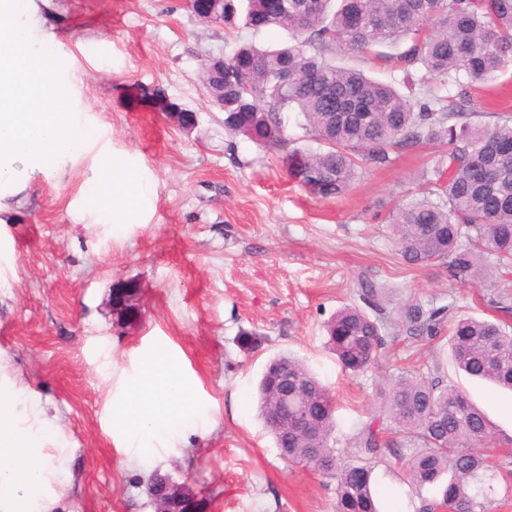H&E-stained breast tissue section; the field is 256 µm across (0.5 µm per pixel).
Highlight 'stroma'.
I'll return each mask as SVG.
<instances>
[{
	"label": "stroma",
	"mask_w": 512,
	"mask_h": 512,
	"mask_svg": "<svg viewBox=\"0 0 512 512\" xmlns=\"http://www.w3.org/2000/svg\"><path fill=\"white\" fill-rule=\"evenodd\" d=\"M42 15L43 35L73 55L64 84L78 112L104 131L124 171L154 186L137 223H101L80 205L87 154L33 177L0 224V386L34 402L62 435L44 445L54 512H154L147 487L157 472L202 491L205 512H334L335 480L281 458L258 414V380L279 355L304 361L334 395L342 461L359 458L352 441L374 413L376 386L436 367L490 419L489 465L512 460V392L459 371L447 334L389 332L378 363L359 375L326 346V322L356 302L364 277L386 286L393 312L430 301L512 322L488 289L408 265L394 242L391 214L420 198L441 148L397 151L345 195L320 199L284 161L287 149L313 144L303 117L289 113L287 149L257 145L225 130L200 79L208 54L229 57L245 42L276 48L290 31L209 26L185 0H48ZM474 99L481 121L512 113V65ZM163 100L194 112L195 127L167 118ZM120 278L141 286L142 315L127 326L108 303ZM245 330L259 348H240ZM158 354L212 425L134 460L111 409ZM373 486L380 512H422L441 498L437 487L411 491L392 458L375 467Z\"/></svg>",
	"instance_id": "obj_1"
}]
</instances>
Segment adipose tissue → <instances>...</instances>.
Listing matches in <instances>:
<instances>
[{"label": "adipose tissue", "mask_w": 512, "mask_h": 512, "mask_svg": "<svg viewBox=\"0 0 512 512\" xmlns=\"http://www.w3.org/2000/svg\"><path fill=\"white\" fill-rule=\"evenodd\" d=\"M38 0H0V214L8 198L35 175L97 151L98 128L75 112L53 63L71 64L59 45L45 46L35 38ZM95 174L88 179L84 204L102 222L135 223L150 184L117 173L112 157L97 151ZM13 392L0 389V512H50L55 498L48 491L50 469L43 438L52 427L24 426ZM113 418L128 433L134 455L154 453L178 429L209 424L207 415L190 404L184 380L163 359L146 362L130 394L113 409Z\"/></svg>", "instance_id": "ef3b65f1"}]
</instances>
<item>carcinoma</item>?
Wrapping results in <instances>:
<instances>
[{"instance_id":"carcinoma-1","label":"carcinoma","mask_w":512,"mask_h":512,"mask_svg":"<svg viewBox=\"0 0 512 512\" xmlns=\"http://www.w3.org/2000/svg\"><path fill=\"white\" fill-rule=\"evenodd\" d=\"M239 8L238 0H224L201 22L232 25ZM255 23L291 31L294 43L241 45L224 60L233 80L202 67L225 129L247 137L256 123L278 126L284 113H301L321 148L289 152L288 172L325 199L348 192L363 170L387 166L399 149L448 145L439 159L448 171L435 170L437 178L426 180L428 196L392 215L400 255L411 265H441L462 286L500 287L512 269V116L474 120L468 85L496 77L512 61V0H288L280 15L262 14L260 0H248L245 26ZM404 39L410 46L398 62L405 75L422 68L460 91L444 98L404 95L334 62L344 48L381 57V48ZM285 67L293 80L283 88L274 74ZM357 296L361 305L338 310L326 324V345L346 372L359 374L375 363L391 327L435 338L450 322L457 368L512 390V330L505 325L420 301L393 317L386 289L369 279L360 280ZM287 379L305 392L310 420L288 429V460L336 480L335 512H378L372 474L389 456L402 462L413 490L443 484L441 499L423 512H490L497 475L479 448L494 438L492 425L444 376L402 374L380 392L381 406L354 438L355 463L341 462L330 445L336 420L329 389L288 355L269 362L258 387V409L276 447L283 446L277 387ZM387 423L400 439L382 438Z\"/></svg>"}]
</instances>
